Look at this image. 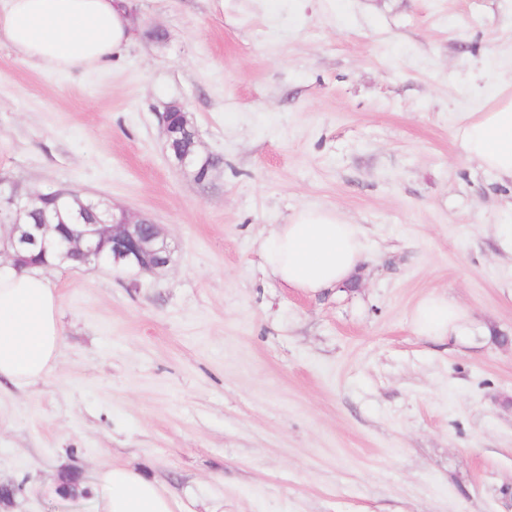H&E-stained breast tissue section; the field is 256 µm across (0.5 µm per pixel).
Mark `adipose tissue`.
Listing matches in <instances>:
<instances>
[{
    "label": "adipose tissue",
    "instance_id": "adipose-tissue-1",
    "mask_svg": "<svg viewBox=\"0 0 512 512\" xmlns=\"http://www.w3.org/2000/svg\"><path fill=\"white\" fill-rule=\"evenodd\" d=\"M124 0H0V38L28 64L51 72L98 68L134 37ZM461 150L512 181V78L492 91L484 110L464 116ZM262 257L284 286L316 294L351 282L367 258L358 227L336 209L304 207L264 238ZM465 311L431 294L412 321L423 336L459 333ZM59 299L43 268H0V378L15 385L43 379L58 360ZM93 512H181L160 485L118 465L89 486Z\"/></svg>",
    "mask_w": 512,
    "mask_h": 512
}]
</instances>
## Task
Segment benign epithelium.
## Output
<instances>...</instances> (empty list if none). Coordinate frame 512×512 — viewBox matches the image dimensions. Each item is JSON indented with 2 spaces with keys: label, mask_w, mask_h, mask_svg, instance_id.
I'll return each instance as SVG.
<instances>
[{
  "label": "benign epithelium",
  "mask_w": 512,
  "mask_h": 512,
  "mask_svg": "<svg viewBox=\"0 0 512 512\" xmlns=\"http://www.w3.org/2000/svg\"><path fill=\"white\" fill-rule=\"evenodd\" d=\"M161 125L172 164L195 177H206L210 156L198 149L197 132L184 107L170 105L161 115ZM95 206L104 219L93 224L79 213L69 224L58 223L54 214L45 213L39 224L10 225L9 247L3 253L17 266L35 252L45 256L62 250L81 255L85 267L110 261L133 275L153 273L170 265L173 250L158 225L123 210L117 212L104 201Z\"/></svg>",
  "instance_id": "obj_1"
}]
</instances>
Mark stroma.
<instances>
[{
  "label": "stroma",
  "instance_id": "1",
  "mask_svg": "<svg viewBox=\"0 0 512 512\" xmlns=\"http://www.w3.org/2000/svg\"><path fill=\"white\" fill-rule=\"evenodd\" d=\"M109 67L0 44V190L70 189L158 224L171 264L47 270L63 342L0 382V512H92L63 470L119 464L190 512H512V187L456 131L512 76V0H129ZM190 113L219 163L167 159ZM324 206L368 262L310 296L264 267ZM460 339L417 333L430 293ZM161 125L172 164L194 177L205 178L209 172L206 162L211 157L202 154L198 149L197 132L189 113L182 105L172 104L162 113ZM178 133L180 136L176 137ZM184 139L191 140L188 147H184Z\"/></svg>",
  "mask_w": 512,
  "mask_h": 512
}]
</instances>
